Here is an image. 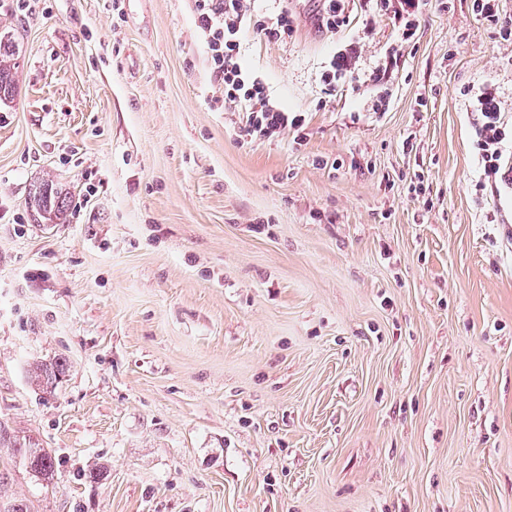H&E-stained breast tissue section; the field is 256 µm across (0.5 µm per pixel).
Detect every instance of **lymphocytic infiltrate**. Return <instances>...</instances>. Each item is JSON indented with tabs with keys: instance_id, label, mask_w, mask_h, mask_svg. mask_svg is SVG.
<instances>
[{
	"instance_id": "f902f5d3",
	"label": "lymphocytic infiltrate",
	"mask_w": 512,
	"mask_h": 512,
	"mask_svg": "<svg viewBox=\"0 0 512 512\" xmlns=\"http://www.w3.org/2000/svg\"><path fill=\"white\" fill-rule=\"evenodd\" d=\"M197 27L205 38L208 61L224 109L236 113L244 135L265 140L289 133L303 142L309 124L304 112L288 111L268 93L261 77L242 62L241 36L254 25L270 41H284L295 30L287 9L260 18L255 0H194ZM473 148L485 178L494 187L512 190V118L494 85H482L472 96Z\"/></svg>"
}]
</instances>
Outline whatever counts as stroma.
I'll use <instances>...</instances> for the list:
<instances>
[{"label": "stroma", "instance_id": "obj_1", "mask_svg": "<svg viewBox=\"0 0 512 512\" xmlns=\"http://www.w3.org/2000/svg\"><path fill=\"white\" fill-rule=\"evenodd\" d=\"M120 12H113V5ZM288 0L244 33L310 116L245 141L192 0H0L21 48L0 108V496L33 512H512V195L471 143L473 87L512 113V44L471 0L394 18ZM360 42L357 80L322 92ZM383 70L385 111H369ZM70 193L37 222L32 184ZM496 223H488L489 213ZM71 368L56 390L28 366ZM100 469L89 481V469ZM320 14V26L328 32H334L348 22L346 0H323ZM0 448H11L15 458L32 473L44 481L53 478L57 459L47 448L31 436H22L0 423Z\"/></svg>", "mask_w": 512, "mask_h": 512}]
</instances>
